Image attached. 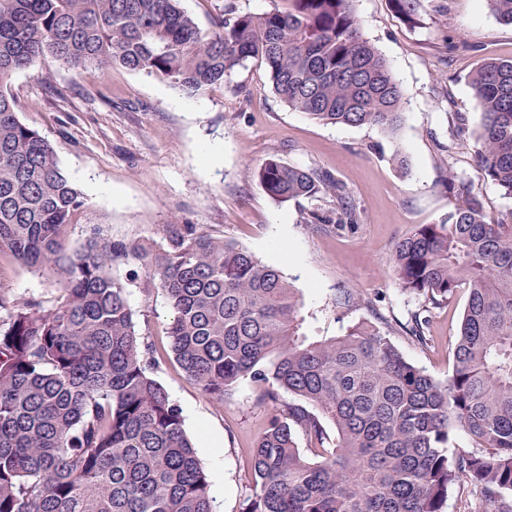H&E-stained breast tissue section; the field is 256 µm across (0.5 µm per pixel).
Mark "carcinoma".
Segmentation results:
<instances>
[{"instance_id": "1", "label": "carcinoma", "mask_w": 512, "mask_h": 512, "mask_svg": "<svg viewBox=\"0 0 512 512\" xmlns=\"http://www.w3.org/2000/svg\"><path fill=\"white\" fill-rule=\"evenodd\" d=\"M180 2L0 0V257L52 270L60 292L48 311L0 295V512H216L181 411L151 375L161 356L138 331L121 265L128 281L166 295L170 352L205 395L222 402L248 378L280 403L251 448L241 512H445L461 485L465 512H512V225L492 221L465 181L448 179V217L418 225L391 258L400 289L433 307L468 293L444 382L368 319L343 336L306 335L280 269L194 224L164 225L153 247L94 224L67 245L87 199L19 120L11 91L44 56L72 70L118 64L189 95L257 60L274 94L313 120L389 132L402 123V88L353 0H280L260 14L224 0L209 32ZM392 4L414 19L418 0ZM488 4L512 24V0ZM468 83L482 108L478 159L512 197V60L482 63ZM256 176L275 200H331L336 224L314 210L312 232L357 223L328 173L270 157ZM427 323L416 313L407 328L420 345ZM455 429L478 450L448 453Z\"/></svg>"}]
</instances>
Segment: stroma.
Wrapping results in <instances>:
<instances>
[{"label":"stroma","mask_w":512,"mask_h":512,"mask_svg":"<svg viewBox=\"0 0 512 512\" xmlns=\"http://www.w3.org/2000/svg\"><path fill=\"white\" fill-rule=\"evenodd\" d=\"M353 8L404 92L403 124L392 134L307 118L280 101L257 61L189 97L154 75L119 65L75 71L47 56L35 71L16 75L11 90L20 121L51 142L62 170L88 199L70 244L83 242L90 224L103 225L115 240L150 243L160 241L164 225H197L278 267L303 299L308 335L340 336L370 319L389 329L406 359L442 381L452 369L468 294L459 291L447 305L425 309L423 299L400 291L391 254L416 225L447 217L452 200L442 179L449 175L471 185L493 220L512 224V198L486 177L475 138L455 144L450 134L458 115L477 130L481 107L468 77L483 61L512 59V25L501 22L487 0H419L414 25L394 12L391 0H354ZM462 39L474 50L458 48ZM214 146L224 149L217 161L208 157ZM398 152L407 168L395 164ZM271 156L343 182L358 223L310 231L307 214L320 209L335 219L333 203L268 196L254 171ZM127 290L132 308L147 314L140 334L166 347L172 310L165 295L144 293L139 281ZM346 290L359 297V306L335 305ZM0 294L45 310L59 297L51 274L9 259L0 260ZM421 310L429 319L424 346L404 332ZM152 375L179 406L189 435L204 427L220 436L221 458L202 444L197 453L216 512H240L253 486L248 451L272 403L259 402L260 388L248 379L224 402L212 401L170 356Z\"/></svg>","instance_id":"stroma-1"}]
</instances>
